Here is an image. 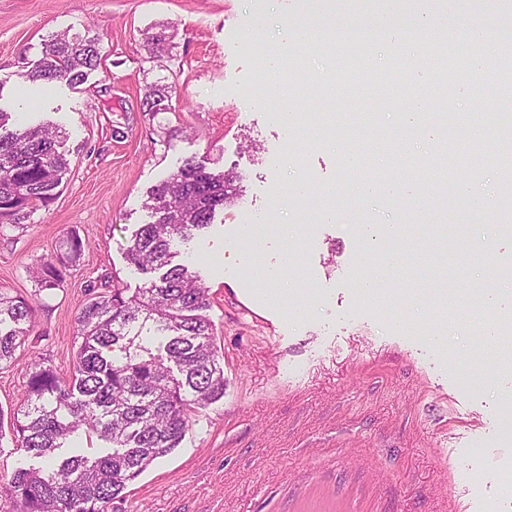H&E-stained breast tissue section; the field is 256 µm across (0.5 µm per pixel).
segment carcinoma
Wrapping results in <instances>:
<instances>
[{
    "label": "carcinoma",
    "mask_w": 512,
    "mask_h": 512,
    "mask_svg": "<svg viewBox=\"0 0 512 512\" xmlns=\"http://www.w3.org/2000/svg\"><path fill=\"white\" fill-rule=\"evenodd\" d=\"M99 61L95 38L63 32L44 43L41 58L22 77L73 87ZM442 77L449 93L470 77V67L445 65ZM172 91L171 85L149 86L147 111L156 115ZM61 138L45 124L0 133L1 225L16 228L34 205L54 199L68 166ZM236 180L189 158L153 186L144 203L149 221L124 252L127 264L145 275L143 285L132 291L112 273V288L92 293L80 309L73 372L40 360L28 373L10 429L48 467L13 473L9 493L17 512H108L114 500L125 499L130 483L179 446L192 417L224 397L223 361L206 314L209 289L173 259L177 244L238 201ZM83 252L82 240L69 236L56 256L34 267L36 292L58 289L63 270L76 266ZM33 312L31 300L0 293V363L38 341ZM78 432L89 441L87 452L56 461L55 450Z\"/></svg>",
    "instance_id": "1"
}]
</instances>
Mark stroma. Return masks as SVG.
<instances>
[{
	"instance_id": "35a3bbf8",
	"label": "stroma",
	"mask_w": 512,
	"mask_h": 512,
	"mask_svg": "<svg viewBox=\"0 0 512 512\" xmlns=\"http://www.w3.org/2000/svg\"><path fill=\"white\" fill-rule=\"evenodd\" d=\"M373 0H0V108L13 119L50 124L65 134L70 159L57 197L35 205L23 227H0V292L32 299L35 347L18 349L0 366V413L23 401L26 378L39 358L69 373L77 349V316L89 283L120 275L138 288L124 248L147 220V191L191 157L237 175L241 203L260 217L243 223L239 205L217 212L212 226L180 246L178 260L209 289L208 311L224 355V396L196 417L170 455L148 468L112 512H512V440L501 437L512 409V358L484 339L488 323L512 318V234L494 231V215L473 209L480 194L499 195L512 154L499 150L498 119L512 102L492 80L470 81L451 100L457 112L478 114L474 136L490 150L477 169H452L467 179L461 201L434 189L431 139L396 131L387 99L420 90L427 105L437 94L424 73L391 85L393 48L379 45L369 86L292 99L235 92L261 74L277 48L280 20L331 25L356 22ZM398 12L429 15L437 26H474L495 33L512 28V0L487 8L483 0H430L418 8L398 0ZM266 26L251 50L234 42L255 16ZM170 38L150 58L146 39L160 29ZM90 34L99 66L78 87L59 81L34 93L20 75L34 65L47 36ZM174 83L169 111L149 115V84ZM303 115L285 129L281 113ZM359 128L379 115L392 138L369 141L372 166L343 183L334 140L316 133L325 113ZM417 151L415 172L395 181L418 183L430 203L414 211L408 197L390 207L389 192L364 196L363 181L384 182L396 145ZM447 216V234L421 240L402 264L428 263L418 284L394 280L390 269L364 267L359 226L426 224ZM84 244L79 266L61 289L35 296L32 266L55 255L69 233ZM302 273L301 288L250 280L256 268ZM375 276L390 293L415 291L413 302L376 303L358 283ZM301 298L293 316L291 298ZM402 319L392 329L390 315ZM46 461L0 440V512H11L8 481L16 469Z\"/></svg>"
}]
</instances>
